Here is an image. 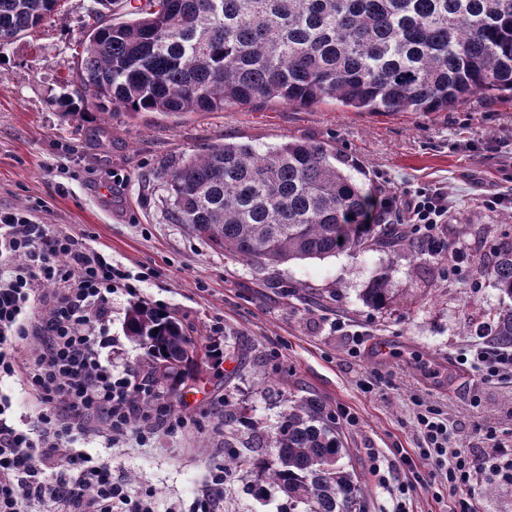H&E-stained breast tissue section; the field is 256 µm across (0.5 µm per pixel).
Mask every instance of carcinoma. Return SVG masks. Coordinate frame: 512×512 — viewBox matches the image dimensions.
<instances>
[{
  "instance_id": "carcinoma-1",
  "label": "carcinoma",
  "mask_w": 512,
  "mask_h": 512,
  "mask_svg": "<svg viewBox=\"0 0 512 512\" xmlns=\"http://www.w3.org/2000/svg\"><path fill=\"white\" fill-rule=\"evenodd\" d=\"M60 0H0V46L42 24ZM75 77L81 105L108 101L130 115L222 112L269 102L334 101L360 112H439L476 100L512 101V0H92ZM348 159L322 143L208 146L161 169L168 214L225 255L279 265L369 246L398 248L400 224H377L375 195ZM500 303L490 342L512 347V240L484 268ZM391 269L362 298L396 303ZM146 378L174 396L210 358L174 313L147 303L126 314ZM280 422L251 426L224 469L278 489L282 512H366L336 415L291 395Z\"/></svg>"
}]
</instances>
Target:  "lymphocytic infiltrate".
I'll return each instance as SVG.
<instances>
[{
    "label": "lymphocytic infiltrate",
    "instance_id": "1",
    "mask_svg": "<svg viewBox=\"0 0 512 512\" xmlns=\"http://www.w3.org/2000/svg\"><path fill=\"white\" fill-rule=\"evenodd\" d=\"M450 209L444 188L408 187L380 197L375 219L410 225L431 255L455 260L458 251L440 235ZM120 289L135 292L133 276L85 235L33 223L21 210L0 212V381L16 380L39 403L30 425L0 391V512H35L46 503L59 512H158L155 493L132 495L83 448L100 427L107 441L143 446L158 429L174 433L187 423L145 380L103 360ZM30 340L34 348L21 350ZM469 355L482 379L512 381V347L487 342ZM417 424L426 443L417 456L431 469L398 484L397 512H406L405 498L419 485L447 495L449 512H480L479 482L512 485L511 443L497 439L471 455L456 447L454 427L436 410L419 412ZM414 457L405 452L400 460L409 466Z\"/></svg>",
    "mask_w": 512,
    "mask_h": 512
}]
</instances>
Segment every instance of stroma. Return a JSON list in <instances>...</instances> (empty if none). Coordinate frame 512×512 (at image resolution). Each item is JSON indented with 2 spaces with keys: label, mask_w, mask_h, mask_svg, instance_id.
<instances>
[{
  "label": "stroma",
  "mask_w": 512,
  "mask_h": 512,
  "mask_svg": "<svg viewBox=\"0 0 512 512\" xmlns=\"http://www.w3.org/2000/svg\"><path fill=\"white\" fill-rule=\"evenodd\" d=\"M90 0H61L42 25L0 48V211L28 210L33 221L89 235L97 249L141 282L112 296V344L102 356L116 367L142 368L144 349L124 333L137 300L178 312L195 335L225 341L220 369L204 366L176 406L187 426L158 430L150 447H89L131 491L155 490L173 512H191L208 469L223 462L225 443L248 434L225 409L274 426L280 391L315 396L341 422L354 470L368 489L367 512H392L391 487L371 473L373 461L404 474L398 449L419 448L418 404L439 409L458 430L456 444L486 447L484 435L512 440V383L483 382L457 358L489 339L487 318L499 294L481 263L495 241L512 234L505 211L484 206L487 194L512 192V101L474 102L440 112H356L326 102L270 103L181 116H131L92 107L69 117L60 100L77 65ZM323 142L353 159L375 195L409 185L444 187L453 209L442 234L464 254L455 273L436 259L419 272L407 246L275 267L214 250L166 215L158 178L167 164L213 143ZM391 268L399 305L376 310L362 300L374 271ZM344 320L345 330L335 328ZM374 381L373 391L361 383ZM223 512H279L285 498L257 493L234 472Z\"/></svg>",
  "instance_id": "stroma-1"
}]
</instances>
